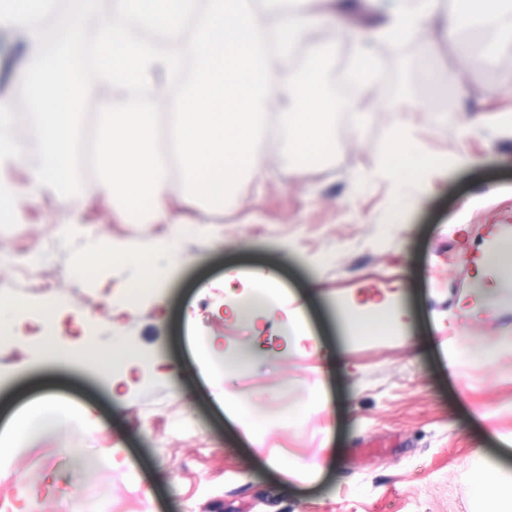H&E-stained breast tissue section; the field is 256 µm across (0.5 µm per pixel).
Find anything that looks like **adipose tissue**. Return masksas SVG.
Listing matches in <instances>:
<instances>
[{
	"instance_id": "1",
	"label": "adipose tissue",
	"mask_w": 512,
	"mask_h": 512,
	"mask_svg": "<svg viewBox=\"0 0 512 512\" xmlns=\"http://www.w3.org/2000/svg\"><path fill=\"white\" fill-rule=\"evenodd\" d=\"M434 0H403L396 16L383 28L384 40L398 42L420 31L433 12ZM504 0H453V8L446 19L448 36H456L473 20H481L493 28H512V14L505 13ZM395 132L388 142L387 168L399 184L421 181L430 173L447 168L448 161L422 151L405 121L395 120ZM39 350L42 357L52 362L81 363L93 359L95 366L109 371L123 365L127 351L122 347L88 353L84 348H72L64 344L54 319H47Z\"/></svg>"
}]
</instances>
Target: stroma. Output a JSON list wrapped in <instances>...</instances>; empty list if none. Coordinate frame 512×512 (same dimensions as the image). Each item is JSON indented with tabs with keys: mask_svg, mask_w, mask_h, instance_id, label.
<instances>
[{
	"mask_svg": "<svg viewBox=\"0 0 512 512\" xmlns=\"http://www.w3.org/2000/svg\"><path fill=\"white\" fill-rule=\"evenodd\" d=\"M335 2L321 0L278 82L328 44L333 77L361 48L395 67L371 25L398 0H367L356 30L331 23ZM451 7L437 0L406 48L422 109L376 80L380 97L351 102L365 127L342 121L331 159L300 167L267 137L220 211L174 181L167 208L187 233L139 300L130 271L76 278L61 233L146 243L165 225L124 223L102 193L29 201L26 169L0 176L23 197L0 229V292L30 306L0 325V429L47 398L69 422L66 444L48 430L0 455V512H478L479 484L512 471V277L488 275L491 308L476 287L483 253L512 240V45L484 56L448 39ZM399 118L449 160L403 197L384 163ZM466 155L481 166H458ZM257 289L254 322L235 319ZM49 300L66 345H123V366L42 359ZM346 312L386 324L364 335Z\"/></svg>",
	"mask_w": 512,
	"mask_h": 512,
	"instance_id": "1",
	"label": "stroma"
}]
</instances>
